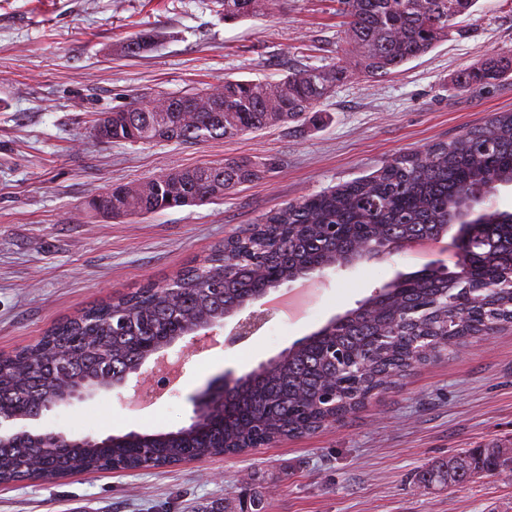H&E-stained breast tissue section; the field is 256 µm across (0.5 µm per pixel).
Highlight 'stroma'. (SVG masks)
Wrapping results in <instances>:
<instances>
[{
	"label": "stroma",
	"instance_id": "35a3bbf8",
	"mask_svg": "<svg viewBox=\"0 0 512 512\" xmlns=\"http://www.w3.org/2000/svg\"><path fill=\"white\" fill-rule=\"evenodd\" d=\"M457 23L392 74L337 83L310 119L199 145L127 143L99 139L96 118L133 99L332 67L343 46L336 0H276L234 23L213 0H0V354L99 301L169 280L302 196L372 178L400 155L512 111V79L454 86L512 50V0H478ZM146 30L163 34L152 51L122 52ZM239 157L263 162V177L207 203L120 218L84 210L114 185ZM436 255L405 249L326 269L306 312L274 313L248 339L192 356L153 403L131 408L102 390L27 426L96 438L177 430L190 422L191 395L214 377L248 373ZM437 256L456 264L454 250ZM485 445L512 448L510 326L431 356L317 431L164 468L0 485V512H199L213 502L237 512L249 489L264 512H512V477L416 481L431 461Z\"/></svg>",
	"mask_w": 512,
	"mask_h": 512
}]
</instances>
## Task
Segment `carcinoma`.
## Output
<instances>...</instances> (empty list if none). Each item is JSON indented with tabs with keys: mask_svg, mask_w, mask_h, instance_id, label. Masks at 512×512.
<instances>
[{
	"mask_svg": "<svg viewBox=\"0 0 512 512\" xmlns=\"http://www.w3.org/2000/svg\"><path fill=\"white\" fill-rule=\"evenodd\" d=\"M346 17L344 54L330 68L294 70L276 82L226 80L204 92L161 96L157 105L131 101L112 111L111 140L150 142L149 126L165 117L172 135L160 140L197 145L256 133L294 122L315 111L336 83L358 71L386 77L434 49L457 27L458 15L477 0H338ZM224 20L258 16L274 0H218ZM161 33L149 30L124 47L130 56L151 50ZM512 74V51L488 58L460 74L466 91ZM262 165L229 158L222 165L181 169L151 179L148 193L136 185L112 187V205L99 194L86 201L96 215L140 216L197 205L261 177ZM487 181L512 183V113H497L484 126L448 143L401 156L379 175L333 192L305 196L266 216L216 248L200 265L165 285L146 284L125 298L102 302L51 329L41 340L42 365L24 383L15 370L23 353L0 361V410L42 413L55 396L60 362L77 374L112 380L131 367L159 336L176 332V317L219 316L281 278L331 263L361 237L388 241L432 234L453 221L461 193ZM460 262L469 271L450 285L432 275L403 276L385 284L341 315L336 352L311 337L288 361L264 372L232 396L224 415L198 428L179 430L139 446H61L45 439L0 447V483L53 472H83L110 463L115 468L164 464L182 457L242 453L262 438L294 437L315 431L330 417L364 404L367 380L399 375L429 354L418 349L437 336L458 345L469 336H490L512 324V213L471 228ZM512 462L508 451L472 448L436 461L417 482L448 485Z\"/></svg>",
	"mask_w": 512,
	"mask_h": 512,
	"instance_id": "cac0c4a2",
	"label": "carcinoma"
}]
</instances>
